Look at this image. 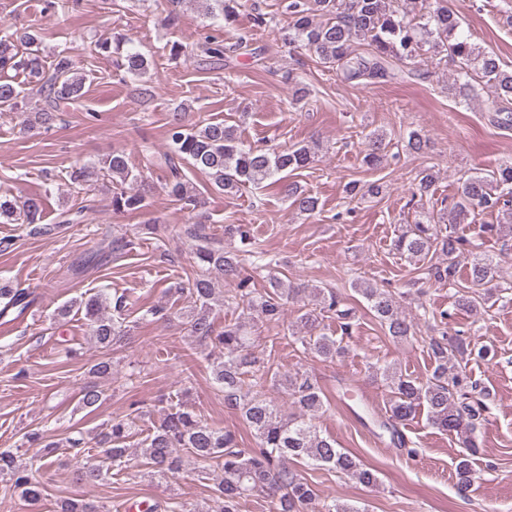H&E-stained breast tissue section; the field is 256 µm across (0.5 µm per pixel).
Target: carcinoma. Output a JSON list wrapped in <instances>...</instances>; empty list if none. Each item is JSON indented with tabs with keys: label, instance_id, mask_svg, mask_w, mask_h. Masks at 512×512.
Returning <instances> with one entry per match:
<instances>
[{
	"label": "carcinoma",
	"instance_id": "1",
	"mask_svg": "<svg viewBox=\"0 0 512 512\" xmlns=\"http://www.w3.org/2000/svg\"><path fill=\"white\" fill-rule=\"evenodd\" d=\"M205 16L223 25L235 22L241 0H203ZM285 40L315 54L320 63L336 70L346 82L375 84L390 76L389 64L394 61L414 62L426 49L444 53L459 63V70L448 90L472 89L471 81L480 77L494 88L501 102L512 101V72L502 69L498 57L486 51L460 29L453 10L438 5L422 15L423 22L412 24L395 6V0H287ZM242 48L237 43L224 46V40L207 34L197 45L204 61L217 64L228 51ZM101 56H113L119 70L131 78L146 75L152 57L142 52L121 32L112 38L95 43ZM22 73L33 79V89L43 106L30 113L24 131L48 128L62 106L73 103L84 94L85 75L76 67L72 57L59 51L46 55L39 32L27 27L0 35V111L13 112L24 99L7 75ZM167 150L159 157L158 165L167 172L165 191L174 201L193 210L200 206V192L185 174L191 169L204 175L209 188L225 195H235L246 187L260 189L263 184L277 189L296 210L312 214L318 208V198L296 182L283 181L282 173L302 171L315 161L319 143L290 147L263 148L246 145L235 129L222 121L188 123L183 111H174L166 131ZM386 135L372 133L364 143V161L374 167L385 157ZM102 175L112 187V210L117 213H138L148 206L152 186L133 173L126 155L121 151L88 165L67 171L69 184L78 190L91 186L93 178ZM437 180L431 169L421 171L415 178L412 197L426 198ZM512 206V163L470 175L458 183L449 212L432 215L422 212L414 224L402 226L395 239V250L407 260L417 263L428 256H445L448 266L430 267L438 281L455 284L456 258L470 247L468 279L472 290H459L454 307L478 312L494 292L499 290L498 262L478 252L479 245L456 232V225L466 224L478 209ZM44 199L40 195L0 197V221L19 222L33 226V231L47 234L42 224ZM240 244L236 250L215 248L205 244L196 247L198 271L173 288L182 302L180 314L185 319L188 335L199 346L219 351L211 363L212 379L224 393V407L247 426L256 447L242 448L237 435L230 429L215 428L204 423L182 399L170 404L168 411L152 424L146 436L138 442L143 464L150 476L162 481L175 476L181 469L184 451L203 462L217 461L222 475L214 492L220 503L219 512H237L239 501L254 491H263L270 498L272 512H302L314 497L311 486L291 467L295 461L326 467L347 474L365 486L378 483L376 473L362 467L354 457L336 447V442L322 437L312 424V417L324 406V395L317 381L308 373H290L274 368L273 347L259 344L252 336L254 318L269 323L279 322L289 301L307 290V286L272 275L267 286L254 287L253 275L246 261L265 263L263 251L246 230H237ZM235 285L231 294L216 291L220 282ZM368 303L369 310L396 342H404L415 334L414 324L399 310L393 293L369 283L354 284ZM34 291L18 284H0V317L11 313L22 315L33 303ZM231 305L239 315L233 322L216 326L214 311ZM84 312L95 343L101 349L121 344L130 335L132 325L126 315L124 296L110 297L103 292L88 298L73 300L58 308L57 316L66 317L72 310ZM338 320L346 333L354 318L353 308L331 288L313 287L311 306L298 316L295 331L290 337L301 344L303 351L325 359L344 353L342 340L320 330L322 317ZM428 347L435 367L427 381L422 382L388 364L377 373L391 390L387 421L381 427L407 454L399 426L414 418L425 406L428 416L438 430L458 439L465 452L457 464V489L464 496L471 486L470 456L475 453L476 432L485 421L488 406L475 398L476 382L471 380L464 359L474 353L467 350L462 338L448 335L429 337ZM491 349L482 347L476 355L487 358ZM274 382L292 400L296 412L287 415L266 397V387ZM103 392L88 387L81 391L79 406L94 411ZM151 416V410L139 402L132 404L130 413L112 419L94 437L68 439V447L79 456L88 444L102 449L101 460L87 461L74 471L76 482L96 484L110 471L126 468L127 441L138 423ZM0 476L9 477L22 497L36 501L41 498L42 484L32 469L17 462L10 450L0 451Z\"/></svg>",
	"mask_w": 512,
	"mask_h": 512
}]
</instances>
